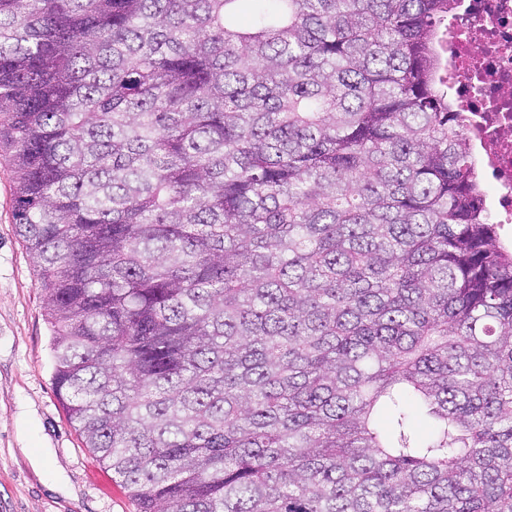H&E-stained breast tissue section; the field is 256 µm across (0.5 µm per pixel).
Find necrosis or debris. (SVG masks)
<instances>
[{
    "label": "necrosis or debris",
    "mask_w": 512,
    "mask_h": 512,
    "mask_svg": "<svg viewBox=\"0 0 512 512\" xmlns=\"http://www.w3.org/2000/svg\"><path fill=\"white\" fill-rule=\"evenodd\" d=\"M438 52L490 221L512 224V0H459Z\"/></svg>",
    "instance_id": "obj_1"
}]
</instances>
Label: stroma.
I'll return each instance as SVG.
<instances>
[{
    "instance_id": "obj_1",
    "label": "stroma",
    "mask_w": 512,
    "mask_h": 512,
    "mask_svg": "<svg viewBox=\"0 0 512 512\" xmlns=\"http://www.w3.org/2000/svg\"><path fill=\"white\" fill-rule=\"evenodd\" d=\"M52 371L44 294L0 161V512H136L130 490L69 423Z\"/></svg>"
}]
</instances>
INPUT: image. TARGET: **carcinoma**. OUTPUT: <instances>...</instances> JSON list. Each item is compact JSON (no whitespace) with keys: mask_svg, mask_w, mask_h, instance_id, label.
I'll return each mask as SVG.
<instances>
[{"mask_svg":"<svg viewBox=\"0 0 512 512\" xmlns=\"http://www.w3.org/2000/svg\"><path fill=\"white\" fill-rule=\"evenodd\" d=\"M0 0L53 383L137 512H512V249L458 0Z\"/></svg>","mask_w":512,"mask_h":512,"instance_id":"obj_1","label":"carcinoma"}]
</instances>
